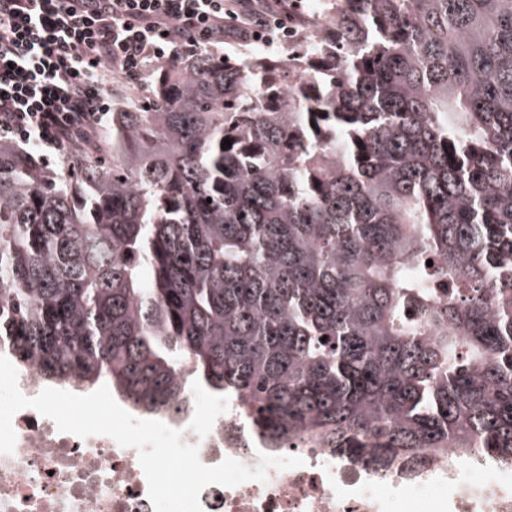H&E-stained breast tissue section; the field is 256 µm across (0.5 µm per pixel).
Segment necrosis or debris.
<instances>
[{
    "mask_svg": "<svg viewBox=\"0 0 512 512\" xmlns=\"http://www.w3.org/2000/svg\"><path fill=\"white\" fill-rule=\"evenodd\" d=\"M235 402L213 401L206 417L168 419L208 466L233 458L256 467L262 452L301 457V466L267 471L263 481L205 486L203 512H392L399 498L438 489L448 512H512V470L461 448L428 450L420 464L375 473L356 458L305 442L265 449L233 424ZM13 453L0 454V512H154L139 453L106 435L85 439L24 408L12 419Z\"/></svg>",
    "mask_w": 512,
    "mask_h": 512,
    "instance_id": "4bbe7bcc",
    "label": "necrosis or debris"
}]
</instances>
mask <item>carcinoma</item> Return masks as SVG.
<instances>
[{"label": "carcinoma", "instance_id": "obj_1", "mask_svg": "<svg viewBox=\"0 0 512 512\" xmlns=\"http://www.w3.org/2000/svg\"><path fill=\"white\" fill-rule=\"evenodd\" d=\"M329 2L302 56L182 57L60 171L0 139V343L146 414H189L188 362L271 448L510 466L512 0Z\"/></svg>", "mask_w": 512, "mask_h": 512}]
</instances>
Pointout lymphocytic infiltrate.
<instances>
[{"instance_id":"obj_1","label":"lymphocytic infiltrate","mask_w":512,"mask_h":512,"mask_svg":"<svg viewBox=\"0 0 512 512\" xmlns=\"http://www.w3.org/2000/svg\"><path fill=\"white\" fill-rule=\"evenodd\" d=\"M271 31L287 33V0H0V137L67 156L115 81Z\"/></svg>"}]
</instances>
